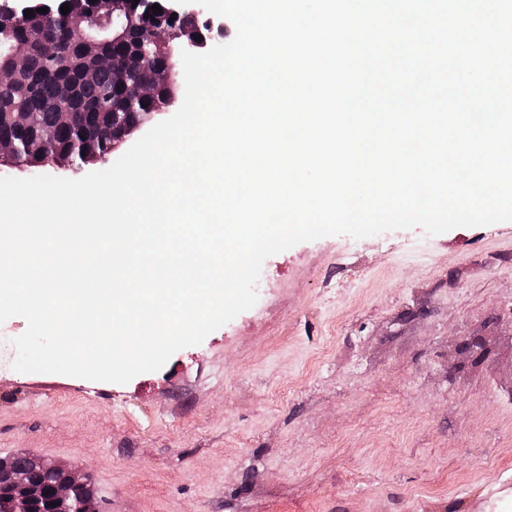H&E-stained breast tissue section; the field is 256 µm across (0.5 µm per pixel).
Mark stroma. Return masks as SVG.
<instances>
[{
	"mask_svg": "<svg viewBox=\"0 0 512 512\" xmlns=\"http://www.w3.org/2000/svg\"><path fill=\"white\" fill-rule=\"evenodd\" d=\"M343 241L267 258L252 308L125 384L18 372L0 323V455L105 512H512V221Z\"/></svg>",
	"mask_w": 512,
	"mask_h": 512,
	"instance_id": "stroma-1",
	"label": "stroma"
}]
</instances>
